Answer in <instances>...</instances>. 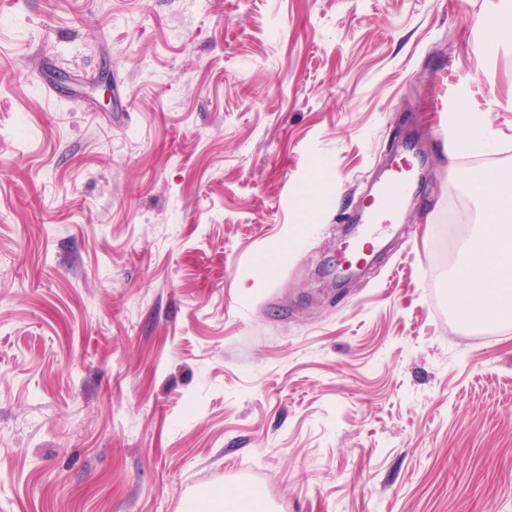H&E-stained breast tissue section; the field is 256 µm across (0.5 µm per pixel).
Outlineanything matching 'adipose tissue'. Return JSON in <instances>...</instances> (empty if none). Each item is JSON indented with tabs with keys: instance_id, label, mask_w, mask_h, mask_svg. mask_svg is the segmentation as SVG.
<instances>
[{
	"instance_id": "1",
	"label": "adipose tissue",
	"mask_w": 512,
	"mask_h": 512,
	"mask_svg": "<svg viewBox=\"0 0 512 512\" xmlns=\"http://www.w3.org/2000/svg\"><path fill=\"white\" fill-rule=\"evenodd\" d=\"M494 175L475 177L472 193L485 203V219L474 235L480 249L470 250L466 273L452 287V295L470 322L512 318V233L503 216L512 212V198L489 194Z\"/></svg>"
}]
</instances>
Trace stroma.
Masks as SVG:
<instances>
[{
  "label": "stroma",
  "instance_id": "obj_1",
  "mask_svg": "<svg viewBox=\"0 0 512 512\" xmlns=\"http://www.w3.org/2000/svg\"><path fill=\"white\" fill-rule=\"evenodd\" d=\"M496 2L0 0V512H199L240 467L266 512H512V320L446 305L469 178L512 194ZM460 105L490 149L449 155ZM414 179V163L407 156L386 174L366 212L365 226L359 237L362 244L354 248L357 259L367 260L381 228L399 223Z\"/></svg>",
  "mask_w": 512,
  "mask_h": 512
}]
</instances>
